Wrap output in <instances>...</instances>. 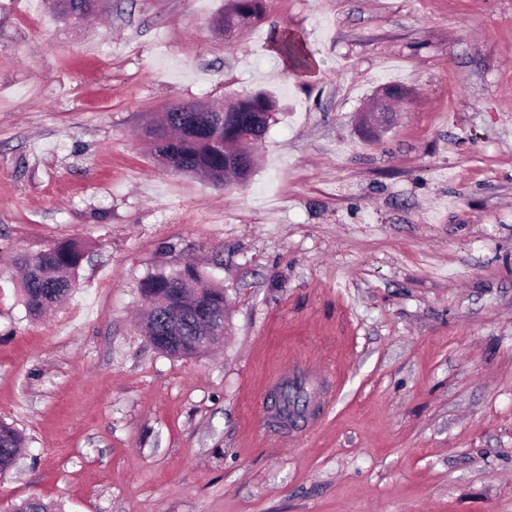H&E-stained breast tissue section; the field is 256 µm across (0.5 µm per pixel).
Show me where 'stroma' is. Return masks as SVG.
Listing matches in <instances>:
<instances>
[{
    "mask_svg": "<svg viewBox=\"0 0 512 512\" xmlns=\"http://www.w3.org/2000/svg\"><path fill=\"white\" fill-rule=\"evenodd\" d=\"M224 3L0 0V420L26 436L0 512H512V0H264L230 44ZM256 91L246 182L154 158L167 108ZM67 239L77 286L32 319L14 260ZM189 262L224 341L175 358L138 288ZM298 366L335 402L289 446L261 405ZM51 1H55L54 4ZM96 0H47L49 8L53 11L58 10L60 14L75 13L74 19L83 20L96 12L91 5ZM275 50L296 71L305 73L313 67L314 61L306 49L304 40L295 35L282 37L277 42Z\"/></svg>",
    "mask_w": 512,
    "mask_h": 512,
    "instance_id": "1",
    "label": "stroma"
}]
</instances>
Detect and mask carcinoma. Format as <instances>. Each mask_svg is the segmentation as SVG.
Segmentation results:
<instances>
[{
	"label": "carcinoma",
	"instance_id": "1",
	"mask_svg": "<svg viewBox=\"0 0 512 512\" xmlns=\"http://www.w3.org/2000/svg\"><path fill=\"white\" fill-rule=\"evenodd\" d=\"M93 0H55L49 4L60 14H75L83 20L96 12ZM263 0H228L224 8V37L238 35L249 24L261 19ZM276 52L290 66L305 73L314 61L304 40L294 35L282 37ZM225 112H183L175 119L178 125L165 128L153 125L152 150L168 169L185 175L210 176L219 171L216 182L245 180L255 166V149L265 135L276 109V101L265 92H255L225 102ZM84 256L76 241L57 242L47 249L21 255L15 264L21 269L22 293L27 312L40 316L46 309L65 302L76 287V274ZM141 297L150 303V311L140 330L151 331L152 345L174 357H199L209 348H200L184 340L197 336L207 326L206 313L224 309V289L203 282L193 266L180 276L173 272L144 278L139 285ZM309 398L303 383L288 386L280 393V411L284 416L299 414ZM25 436L11 424L0 422V476L10 474L22 458ZM11 512H62L61 505L38 497L27 498Z\"/></svg>",
	"mask_w": 512,
	"mask_h": 512
}]
</instances>
